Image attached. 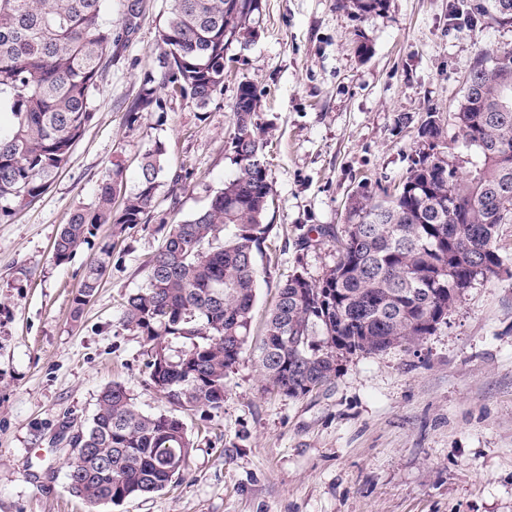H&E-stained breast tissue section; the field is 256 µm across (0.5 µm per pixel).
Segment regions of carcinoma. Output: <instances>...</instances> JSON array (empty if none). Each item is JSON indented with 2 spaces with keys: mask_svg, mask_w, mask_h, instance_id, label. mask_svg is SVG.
Segmentation results:
<instances>
[{
  "mask_svg": "<svg viewBox=\"0 0 512 512\" xmlns=\"http://www.w3.org/2000/svg\"><path fill=\"white\" fill-rule=\"evenodd\" d=\"M159 31L157 74L144 77L128 118L162 109L161 92L208 107L224 93V51L246 45L255 33L260 0H168ZM387 0H349L359 15L377 13ZM494 20L512 24V0H493ZM112 0H0V218L31 203L67 164L72 147L92 121V97L117 39ZM512 50L485 52L474 61L450 124L474 151L472 169L444 155V129L433 114L419 137L439 152H420L398 190L381 200L363 189L349 205L342 234L318 228L339 258L318 279L292 275L277 300L257 347L266 386L304 396L336 378L342 358L416 345L447 323L465 290L461 281L486 279L504 266L496 247L498 226L512 223ZM259 99L238 87L231 141L236 170L209 205L170 225L151 257L144 287L122 304L121 324L149 345V382L178 412L224 405L226 373L252 336L260 276L257 255L271 231L266 223L270 182L262 159ZM158 141L140 161L137 184L122 199L123 166L98 186L90 208L77 207L53 243V259L68 261L98 224H142L166 173ZM461 253L475 257L452 264ZM110 251L87 269L73 299L74 313L101 286ZM167 370L153 373L156 357ZM91 448L74 457L73 494L93 507L115 506L163 491L183 473L193 442L181 418L147 415L127 390L113 384L99 394L92 424L69 440ZM110 468L98 469V456Z\"/></svg>",
  "mask_w": 512,
  "mask_h": 512,
  "instance_id": "carcinoma-1",
  "label": "carcinoma"
}]
</instances>
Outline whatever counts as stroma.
Returning a JSON list of instances; mask_svg holds the SVG:
<instances>
[{"mask_svg": "<svg viewBox=\"0 0 512 512\" xmlns=\"http://www.w3.org/2000/svg\"><path fill=\"white\" fill-rule=\"evenodd\" d=\"M260 2L254 41L224 55L223 96L202 110L168 95L132 123L127 108L155 67L165 18V0H142L68 164L0 220V512H91L68 487L70 448L55 439L90 425L106 386H124L144 412H170L120 304L144 284L169 224L206 208L233 173L231 106L243 82L261 100L272 226L249 347L227 374L223 408L184 415L194 446L181 480L112 512H512V224L496 240L508 275L473 282L418 345L346 357L331 383L297 398L264 391L253 356L278 284L320 278L337 260L331 242L303 247L309 230L342 227L359 187L403 180L422 120L454 111L475 58L512 49V26L485 16L450 29L464 0H387L363 17L342 0ZM158 141L167 174L147 223L99 226L56 263L72 210L93 205L113 162L132 189ZM104 248L102 285L74 313Z\"/></svg>", "mask_w": 512, "mask_h": 512, "instance_id": "1", "label": "stroma"}]
</instances>
